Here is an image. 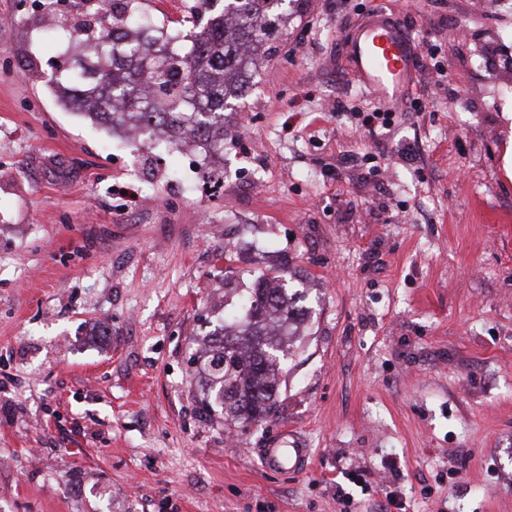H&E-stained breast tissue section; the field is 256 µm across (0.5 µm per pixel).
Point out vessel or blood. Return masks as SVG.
I'll return each mask as SVG.
<instances>
[{
    "instance_id": "obj_1",
    "label": "vessel or blood",
    "mask_w": 512,
    "mask_h": 512,
    "mask_svg": "<svg viewBox=\"0 0 512 512\" xmlns=\"http://www.w3.org/2000/svg\"><path fill=\"white\" fill-rule=\"evenodd\" d=\"M355 71L368 93L385 109L394 111L415 73L409 33L384 16H372L347 39ZM267 468L307 470V448H266Z\"/></svg>"
}]
</instances>
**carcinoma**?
<instances>
[{
  "label": "carcinoma",
  "instance_id": "carcinoma-1",
  "mask_svg": "<svg viewBox=\"0 0 512 512\" xmlns=\"http://www.w3.org/2000/svg\"><path fill=\"white\" fill-rule=\"evenodd\" d=\"M285 0H194L184 34L142 33L129 22L136 0H98L95 22L56 25L67 66L38 78L61 104L135 146L201 156V178L224 182V107L244 92L271 17ZM286 275L259 273L237 300L224 289L223 326L203 338L201 404L226 426L274 415L285 358L307 313Z\"/></svg>",
  "mask_w": 512,
  "mask_h": 512
}]
</instances>
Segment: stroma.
<instances>
[{
    "instance_id": "35a3bbf8",
    "label": "stroma",
    "mask_w": 512,
    "mask_h": 512,
    "mask_svg": "<svg viewBox=\"0 0 512 512\" xmlns=\"http://www.w3.org/2000/svg\"><path fill=\"white\" fill-rule=\"evenodd\" d=\"M376 14L422 59L372 135L343 39ZM511 57L512 0H292L212 193L62 107L38 0H0V512H512ZM226 250L312 310L245 429L194 376ZM265 464L270 470L305 471L308 469L311 450L308 448H263Z\"/></svg>"
}]
</instances>
